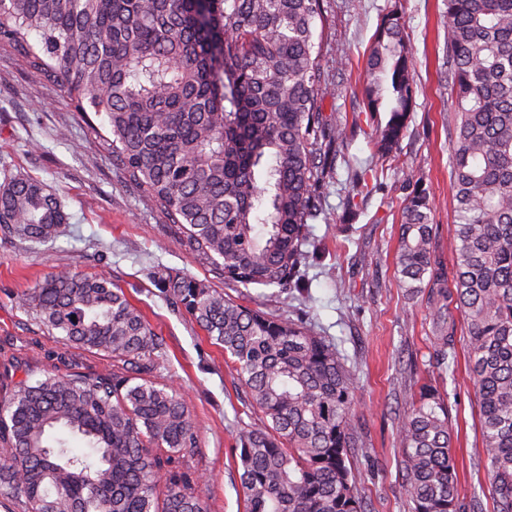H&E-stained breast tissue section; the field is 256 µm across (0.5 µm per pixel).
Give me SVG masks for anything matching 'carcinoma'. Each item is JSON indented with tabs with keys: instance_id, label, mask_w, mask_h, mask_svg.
Segmentation results:
<instances>
[{
	"instance_id": "obj_1",
	"label": "carcinoma",
	"mask_w": 512,
	"mask_h": 512,
	"mask_svg": "<svg viewBox=\"0 0 512 512\" xmlns=\"http://www.w3.org/2000/svg\"><path fill=\"white\" fill-rule=\"evenodd\" d=\"M320 0H0V37L104 116L112 154L224 284L305 292L301 266L319 189L333 178L342 129L330 94ZM37 39H31V35ZM446 50L456 106L450 146L456 221L439 253L433 206L401 158L414 73L400 16L382 21L366 58V110L381 160L412 183L397 271L427 292L435 360L454 362L467 321L493 512H512V0H447ZM58 199L31 177L0 184V230L55 237ZM238 366L262 425L238 433L245 512H364L349 467L362 447L355 378L303 321L244 306L195 276L160 278ZM66 346L112 358L105 372L47 371L0 386V497L22 512H208L186 454L198 434L188 403L150 377L160 346L106 274L59 272L31 296ZM78 437L92 451L69 447ZM402 490L413 512H460L448 406L424 387L397 428Z\"/></svg>"
}]
</instances>
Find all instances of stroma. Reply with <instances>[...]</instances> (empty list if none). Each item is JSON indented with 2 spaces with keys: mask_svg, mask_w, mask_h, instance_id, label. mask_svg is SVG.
<instances>
[{
  "mask_svg": "<svg viewBox=\"0 0 512 512\" xmlns=\"http://www.w3.org/2000/svg\"><path fill=\"white\" fill-rule=\"evenodd\" d=\"M322 9L323 54L334 70L323 112L347 138L336 174L321 190L322 211L309 222L305 296L293 289L225 286L129 180L107 144L110 133L102 117L81 114L58 85L32 68L12 43L0 40V181L17 175L42 181L65 214L57 235L45 242L0 233V352L21 358L18 378L42 379L63 346L34 308L21 306V298L56 271L111 275L161 340L151 356L154 376L187 399L199 440L187 460L193 477L207 482L209 512H244L237 435L244 426L260 425L261 415L249 405L236 364L163 293L159 276L190 273L241 304L306 321L352 368L353 419L362 435L352 469L368 512H412L400 487L396 429L406 404L425 385L447 396L460 503L475 499L491 512L467 323L457 317L455 361L450 368L439 367L425 297L408 299L396 282L408 183L401 172L382 164L370 140L387 113L364 108V56L383 17L395 9L416 79L400 148L429 193L443 257L451 259L446 246L454 220V127L445 0H322ZM341 56L347 59L342 68L336 65ZM362 172L369 192L358 195L353 179Z\"/></svg>",
  "mask_w": 512,
  "mask_h": 512,
  "instance_id": "stroma-1",
  "label": "stroma"
}]
</instances>
